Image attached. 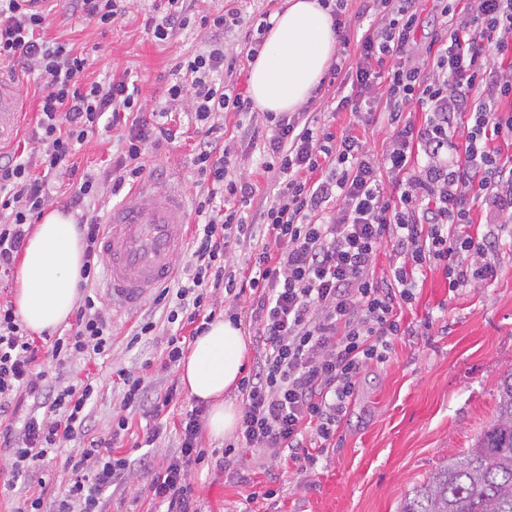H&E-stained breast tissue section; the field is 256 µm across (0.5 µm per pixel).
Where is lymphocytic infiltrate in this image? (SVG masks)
<instances>
[{
    "label": "lymphocytic infiltrate",
    "instance_id": "1",
    "mask_svg": "<svg viewBox=\"0 0 512 512\" xmlns=\"http://www.w3.org/2000/svg\"><path fill=\"white\" fill-rule=\"evenodd\" d=\"M239 0L199 15L197 0H167L160 18L146 27L161 42L192 20L210 27L207 52L182 59L170 100L189 104L205 127L194 165L211 187L196 206L197 229L173 286L179 307L168 322L195 324L203 317L209 289H224L232 305L252 294L259 357L241 383L238 441L263 449L271 459L288 457L298 472L329 447L345 417L362 372L388 361L404 335L402 316L415 300L419 276L442 266L449 287L493 278L492 260L502 233L512 227V157L492 139L512 142V0H360L361 14L378 20L360 37L355 69L332 63L342 76L338 110L355 123L381 120L387 145L375 154L358 137L335 136L302 112L282 113L264 144L265 171L274 177L267 203L252 208L254 185L230 176L231 153L219 112H249L253 103L227 76L256 57L271 27L269 12L255 15L246 51L226 45L241 18ZM49 13L42 0H0V62L20 65L39 83L36 158L0 153V273H10L33 220L51 199L77 145L96 132L103 116L129 119L123 148L112 166V191L135 185L145 171L147 148L176 138L173 129L147 118L127 74L83 82L87 60L73 47L40 32ZM429 29L427 58L408 59L420 29ZM386 77L381 112L370 110L379 77ZM423 112L414 122L411 110ZM481 205L496 232L472 234L474 205ZM254 241L241 278L227 276L223 261L231 244ZM396 259L389 275L376 273L381 250ZM112 324L85 296L76 320L52 346L53 357L109 347ZM38 348L14 308L0 305V414L19 394L42 400L46 415L25 418L13 448L10 474L38 469L65 440L84 430L94 387L85 380L55 388L36 373ZM202 408L180 421V455L156 471L148 489L165 512H192L188 465L204 460L198 446ZM130 468L102 441H91L71 462V478L59 512H99V499L122 485Z\"/></svg>",
    "mask_w": 512,
    "mask_h": 512
}]
</instances>
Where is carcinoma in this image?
I'll return each instance as SVG.
<instances>
[{
    "label": "carcinoma",
    "mask_w": 512,
    "mask_h": 512,
    "mask_svg": "<svg viewBox=\"0 0 512 512\" xmlns=\"http://www.w3.org/2000/svg\"><path fill=\"white\" fill-rule=\"evenodd\" d=\"M399 512H512V369L498 384L493 419L472 447L414 485Z\"/></svg>",
    "instance_id": "obj_1"
}]
</instances>
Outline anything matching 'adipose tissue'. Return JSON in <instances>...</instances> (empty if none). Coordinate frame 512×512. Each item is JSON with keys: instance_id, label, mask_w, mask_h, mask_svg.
<instances>
[{"instance_id": "obj_1", "label": "adipose tissue", "mask_w": 512, "mask_h": 512, "mask_svg": "<svg viewBox=\"0 0 512 512\" xmlns=\"http://www.w3.org/2000/svg\"><path fill=\"white\" fill-rule=\"evenodd\" d=\"M262 48L250 61V92L266 112L297 111L311 97L336 52L331 12L320 0H287ZM84 247L71 216L48 212L29 237L19 263L15 305L28 331L42 334L71 316L82 280ZM248 353L239 326L215 319L195 337L181 363L190 396L209 407L212 434H232L237 411L224 395L237 388Z\"/></svg>"}]
</instances>
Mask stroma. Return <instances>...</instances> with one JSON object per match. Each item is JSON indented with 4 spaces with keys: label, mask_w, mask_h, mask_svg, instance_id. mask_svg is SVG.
<instances>
[{
    "label": "stroma",
    "mask_w": 512,
    "mask_h": 512,
    "mask_svg": "<svg viewBox=\"0 0 512 512\" xmlns=\"http://www.w3.org/2000/svg\"><path fill=\"white\" fill-rule=\"evenodd\" d=\"M163 2L123 0V17L108 27L81 19L60 2L52 8L44 36L84 53L85 81L129 74L147 111L178 116L181 138L150 149L147 163L158 167L160 176L145 178L144 183L180 190L192 212L207 191L194 170L196 122L186 106L169 102L167 89L176 59L203 51L208 32L194 23L168 42H154L144 18ZM338 85L332 75H325L320 94L306 103V112L333 133L359 137L375 153H382L386 146L382 125H354L347 113L336 111L333 95ZM0 86L18 95L24 106L23 112L0 119V152L20 146L29 153L36 151L38 87L14 76L4 64H0ZM118 135L115 129L96 133L73 157L79 171L100 174L97 197L86 201L84 209H71V189L65 184L51 207L71 210L76 219L102 221L122 203V196L111 194L107 174L118 154ZM495 264L496 278L454 291L441 269L425 272L413 308L403 315L412 335L396 341L387 363L364 370L332 447L319 452L316 465L306 473L282 469L255 452L226 453V446L236 444V435L216 437L202 429L198 445L207 456L189 469L198 512H397L413 485L444 459L471 448L495 413L497 384L512 369V245L501 247ZM103 313L112 322V346L105 356L76 354L59 366L47 356L53 336L37 337L48 384L87 378L95 387L94 399L88 407L86 432L64 442L61 452L49 454L41 464L42 484L28 483L23 476L9 484L3 471L12 450L0 439V512H14L26 488L44 492L50 502L45 512H56L51 502L71 477L70 456L94 438L110 442L113 456L133 465L127 484L102 494L100 512H155L145 486L152 470L178 455L181 417L198 402L181 388L160 414L146 405L127 406L122 373L143 375L155 392L179 380V367L164 365L167 340L176 327L167 323L165 309L151 298L130 312L105 301ZM430 315L438 317V324L429 334L419 333L421 321ZM147 318L156 324L154 334L133 341L134 327ZM121 419L127 428L120 432L116 425ZM155 426L160 429L158 439L145 445L147 429Z\"/></svg>",
    "instance_id": "stroma-1"
}]
</instances>
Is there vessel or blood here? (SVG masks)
Instances as JSON below:
<instances>
[{
  "label": "vessel or blood",
  "instance_id": "obj_1",
  "mask_svg": "<svg viewBox=\"0 0 512 512\" xmlns=\"http://www.w3.org/2000/svg\"><path fill=\"white\" fill-rule=\"evenodd\" d=\"M186 213L182 195L148 186L112 209L99 239L109 300L136 306L173 277L175 254L187 233Z\"/></svg>",
  "mask_w": 512,
  "mask_h": 512
}]
</instances>
